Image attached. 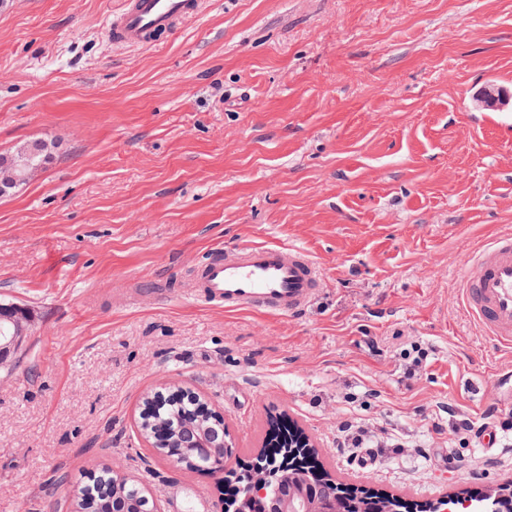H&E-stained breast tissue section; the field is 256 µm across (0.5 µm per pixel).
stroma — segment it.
<instances>
[{
	"label": "stroma",
	"instance_id": "stroma-1",
	"mask_svg": "<svg viewBox=\"0 0 512 512\" xmlns=\"http://www.w3.org/2000/svg\"><path fill=\"white\" fill-rule=\"evenodd\" d=\"M121 3L0 0V154L55 145L0 198V303L31 324L0 369V512H67L58 478L101 468L164 512H223L221 474L137 430L169 386L244 460L280 415L358 488L424 503L512 481V431L489 456L448 417L512 411V351L459 301L512 231V0H198L141 47L112 39ZM270 243L321 271L304 312L187 300L207 258ZM412 342L430 359L409 379ZM348 420L380 443L368 468L336 451Z\"/></svg>",
	"mask_w": 512,
	"mask_h": 512
}]
</instances>
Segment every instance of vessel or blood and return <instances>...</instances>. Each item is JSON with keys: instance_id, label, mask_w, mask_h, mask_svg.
<instances>
[{"instance_id": "obj_1", "label": "vessel or blood", "mask_w": 512, "mask_h": 512, "mask_svg": "<svg viewBox=\"0 0 512 512\" xmlns=\"http://www.w3.org/2000/svg\"><path fill=\"white\" fill-rule=\"evenodd\" d=\"M195 7L194 0H123L113 36L131 46L152 43L170 32ZM321 274L297 246L265 244L239 247L204 262L194 301L293 315L315 297ZM459 299L484 336L512 347V233L483 244L460 281Z\"/></svg>"}]
</instances>
